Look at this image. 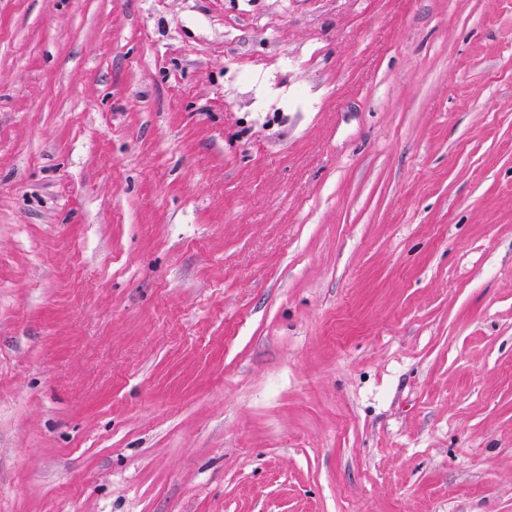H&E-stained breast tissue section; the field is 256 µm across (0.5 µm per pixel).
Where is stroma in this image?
<instances>
[{
  "label": "stroma",
  "instance_id": "stroma-1",
  "mask_svg": "<svg viewBox=\"0 0 512 512\" xmlns=\"http://www.w3.org/2000/svg\"><path fill=\"white\" fill-rule=\"evenodd\" d=\"M0 512H512V0H0Z\"/></svg>",
  "mask_w": 512,
  "mask_h": 512
}]
</instances>
